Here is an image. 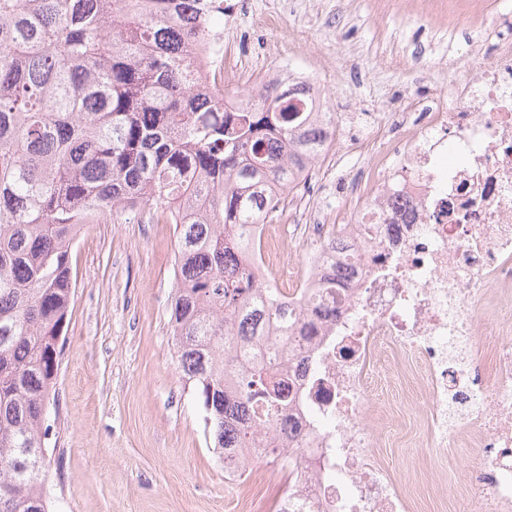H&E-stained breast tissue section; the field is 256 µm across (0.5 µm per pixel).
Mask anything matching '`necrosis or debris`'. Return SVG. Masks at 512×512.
<instances>
[{
  "label": "necrosis or debris",
  "instance_id": "4bbe7bcc",
  "mask_svg": "<svg viewBox=\"0 0 512 512\" xmlns=\"http://www.w3.org/2000/svg\"><path fill=\"white\" fill-rule=\"evenodd\" d=\"M379 2L470 30L481 63L464 72L449 49L436 98L351 138L317 70L246 62L220 25L195 53L207 86L296 88L308 111L335 112L323 159L346 170L335 224L290 197L289 226L260 225L248 258L289 285L288 324L260 343L292 395L274 512H419L416 488L379 459L386 407L371 385L385 367L420 385L427 447L468 446L462 512H512V43L484 55L507 16L489 0Z\"/></svg>",
  "mask_w": 512,
  "mask_h": 512
}]
</instances>
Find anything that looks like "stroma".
Here are the masks:
<instances>
[{"instance_id":"obj_1","label":"stroma","mask_w":512,"mask_h":512,"mask_svg":"<svg viewBox=\"0 0 512 512\" xmlns=\"http://www.w3.org/2000/svg\"><path fill=\"white\" fill-rule=\"evenodd\" d=\"M241 50L262 64L321 67L341 112L366 124L407 98L436 95L434 69L412 76L401 54L466 52L469 30L448 33L414 13L380 15L377 0H232ZM261 11L283 24L257 29ZM328 48L325 59L312 43ZM175 227L155 223L148 208L86 225L72 250L76 288L50 406L46 448L51 512H272L280 489L275 464L225 475L210 446L204 412L176 366L170 305ZM392 411L379 424L394 437L384 461L412 483L448 494L457 512L455 470L423 448L421 412L409 385L389 388Z\"/></svg>"}]
</instances>
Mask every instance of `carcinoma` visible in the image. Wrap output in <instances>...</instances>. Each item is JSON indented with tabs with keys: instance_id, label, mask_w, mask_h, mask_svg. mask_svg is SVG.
<instances>
[{
	"instance_id": "cac0c4a2",
	"label": "carcinoma",
	"mask_w": 512,
	"mask_h": 512,
	"mask_svg": "<svg viewBox=\"0 0 512 512\" xmlns=\"http://www.w3.org/2000/svg\"><path fill=\"white\" fill-rule=\"evenodd\" d=\"M186 2L0 0V512L47 499L72 248L119 211L175 225L174 354L220 456L288 404L253 348L288 309L244 263L333 113L303 123L285 94L194 82Z\"/></svg>"
}]
</instances>
